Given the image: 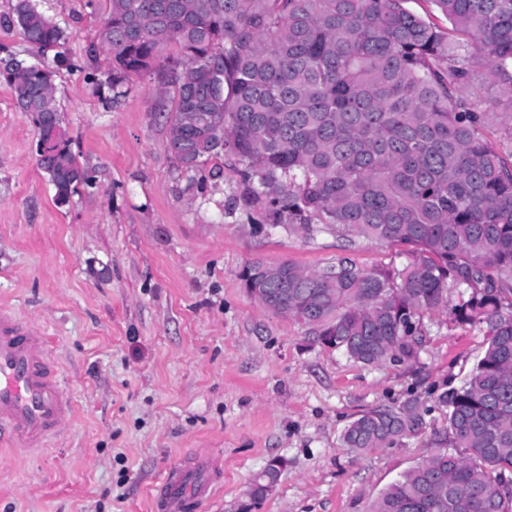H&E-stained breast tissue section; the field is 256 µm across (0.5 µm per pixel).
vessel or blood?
I'll list each match as a JSON object with an SVG mask.
<instances>
[{"label":"vessel or blood","instance_id":"b4317fda","mask_svg":"<svg viewBox=\"0 0 512 512\" xmlns=\"http://www.w3.org/2000/svg\"><path fill=\"white\" fill-rule=\"evenodd\" d=\"M70 411L45 336L0 309V444L45 447L66 425ZM206 481L205 473L170 469L162 479L156 512H198L197 489Z\"/></svg>","mask_w":512,"mask_h":512}]
</instances>
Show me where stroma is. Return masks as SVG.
<instances>
[{
  "instance_id": "obj_1",
  "label": "stroma",
  "mask_w": 512,
  "mask_h": 512,
  "mask_svg": "<svg viewBox=\"0 0 512 512\" xmlns=\"http://www.w3.org/2000/svg\"><path fill=\"white\" fill-rule=\"evenodd\" d=\"M14 3L0 0V59L55 65L63 125L95 184L56 203L33 121L0 80V307L46 337L74 406L45 448L0 446V512H155L164 472L197 465L218 481L200 512H239L275 458L285 466L254 512H368L439 449L438 397L482 357L484 331L428 312L417 363L364 366L265 308L242 281L253 262L399 269L406 256L358 236L265 230L229 154L220 178L191 187L167 148L157 75L104 98L108 0H39L66 32L46 52L10 25ZM409 404L416 432L345 446L361 413Z\"/></svg>"
}]
</instances>
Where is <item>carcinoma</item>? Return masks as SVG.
I'll list each match as a JSON object with an SVG mask.
<instances>
[{"mask_svg": "<svg viewBox=\"0 0 512 512\" xmlns=\"http://www.w3.org/2000/svg\"><path fill=\"white\" fill-rule=\"evenodd\" d=\"M406 2L110 0L105 85L157 69L173 93L168 148L188 171L233 153L256 178L269 229L322 224L405 248L395 271L347 258L319 272L288 264V318L313 341L364 365L413 364L425 312L485 331L483 356L441 394L448 447L371 512H512V164L488 136L495 113L469 93L483 75L512 100V0H430L446 31ZM12 24L41 50L65 38L36 0H16ZM171 43L177 55L157 66ZM0 75L67 203L94 177L71 150L55 71L11 59ZM421 424L409 405L373 409L343 441L379 448ZM283 465L273 459L252 480V505Z\"/></svg>", "mask_w": 512, "mask_h": 512, "instance_id": "obj_1", "label": "carcinoma"}]
</instances>
